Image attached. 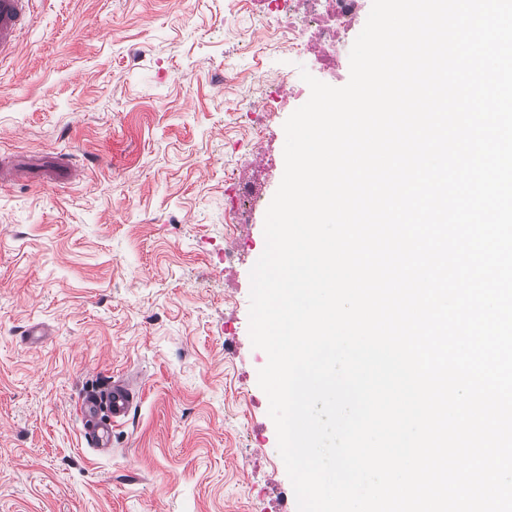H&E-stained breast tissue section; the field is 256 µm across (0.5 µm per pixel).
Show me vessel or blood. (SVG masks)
<instances>
[{
    "label": "vessel or blood",
    "instance_id": "b4317fda",
    "mask_svg": "<svg viewBox=\"0 0 512 512\" xmlns=\"http://www.w3.org/2000/svg\"><path fill=\"white\" fill-rule=\"evenodd\" d=\"M31 0H0V59L13 54L20 31L26 24ZM139 397L138 390L115 380L85 393L79 412L93 447L105 451L112 446V429L129 415Z\"/></svg>",
    "mask_w": 512,
    "mask_h": 512
}]
</instances>
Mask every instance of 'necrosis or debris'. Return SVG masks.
<instances>
[{"mask_svg": "<svg viewBox=\"0 0 512 512\" xmlns=\"http://www.w3.org/2000/svg\"><path fill=\"white\" fill-rule=\"evenodd\" d=\"M363 4L364 0H260L265 14L273 20L270 36L289 48L288 55L281 59L282 84L270 100L257 108L256 123L260 128H267L274 113L303 91L293 78V50L309 56L323 76H335L340 47L351 32L363 26ZM236 195L243 205L230 218L232 229L224 246L214 252L216 261L226 266L233 265L249 247L245 227L253 211L270 205L269 199L251 183H237Z\"/></svg>", "mask_w": 512, "mask_h": 512, "instance_id": "necrosis-or-debris-1", "label": "necrosis or debris"}]
</instances>
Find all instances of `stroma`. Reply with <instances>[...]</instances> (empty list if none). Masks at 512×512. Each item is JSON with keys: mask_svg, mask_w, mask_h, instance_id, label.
<instances>
[{"mask_svg": "<svg viewBox=\"0 0 512 512\" xmlns=\"http://www.w3.org/2000/svg\"><path fill=\"white\" fill-rule=\"evenodd\" d=\"M266 35L247 0H32L0 60V166L31 173L0 184V512H295L249 334L264 212L239 268L201 248L280 76ZM117 377L141 399L102 453L78 402Z\"/></svg>", "mask_w": 512, "mask_h": 512, "instance_id": "35a3bbf8", "label": "stroma"}]
</instances>
